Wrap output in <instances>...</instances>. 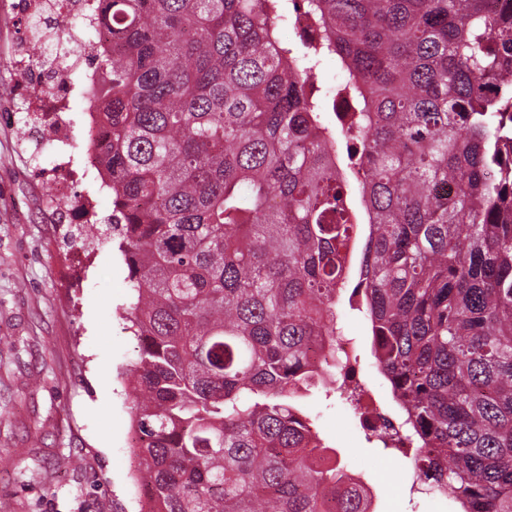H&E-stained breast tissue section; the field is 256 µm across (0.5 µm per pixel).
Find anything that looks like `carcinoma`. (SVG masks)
<instances>
[{"mask_svg": "<svg viewBox=\"0 0 512 512\" xmlns=\"http://www.w3.org/2000/svg\"><path fill=\"white\" fill-rule=\"evenodd\" d=\"M106 2L98 146L133 290L142 508L377 512L306 404L340 393L355 277L420 485L512 512V12ZM301 10L317 38L283 40ZM328 99L350 121L326 124Z\"/></svg>", "mask_w": 512, "mask_h": 512, "instance_id": "obj_1", "label": "carcinoma"}]
</instances>
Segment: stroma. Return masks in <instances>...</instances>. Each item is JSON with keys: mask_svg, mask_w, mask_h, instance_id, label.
<instances>
[{"mask_svg": "<svg viewBox=\"0 0 512 512\" xmlns=\"http://www.w3.org/2000/svg\"><path fill=\"white\" fill-rule=\"evenodd\" d=\"M22 0H0V106L23 108L15 58L29 48ZM29 126L0 122V512H139L143 490L130 452L133 399L126 369L137 341L121 313L131 290L105 227L112 193L91 181L101 235L90 246L62 220L71 186L34 168ZM360 374L383 405L390 395L364 341L368 320L341 305ZM308 408L323 441L352 471L379 482L378 512H450L440 495L411 492V466L367 441L335 397Z\"/></svg>", "mask_w": 512, "mask_h": 512, "instance_id": "35a3bbf8", "label": "stroma"}]
</instances>
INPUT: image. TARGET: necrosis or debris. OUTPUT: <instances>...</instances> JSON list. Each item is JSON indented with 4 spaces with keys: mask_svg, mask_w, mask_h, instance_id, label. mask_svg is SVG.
Instances as JSON below:
<instances>
[{
    "mask_svg": "<svg viewBox=\"0 0 512 512\" xmlns=\"http://www.w3.org/2000/svg\"><path fill=\"white\" fill-rule=\"evenodd\" d=\"M101 13L99 0H58L51 24L55 27L63 24L88 32L92 37L90 49H108L112 46V38L106 26L96 21ZM101 83L100 70L73 68L67 58L62 56L58 57L53 74L49 75L35 68L23 74L21 86L26 96L35 98L41 108L34 135L38 138L48 137L53 147L50 171L57 180L76 185L86 180L89 172L99 173L105 168L104 157L96 148L97 142L105 136ZM79 94L91 98L93 105L84 114L88 137L83 146L78 148L70 137V123L66 114L71 99ZM355 351L351 337H337L339 385L344 391L354 395L359 413L371 432L377 435L389 433L396 438H405L407 432L401 421L390 415L373 391L361 383L353 358Z\"/></svg>",
    "mask_w": 512,
    "mask_h": 512,
    "instance_id": "obj_1",
    "label": "necrosis or debris"
}]
</instances>
